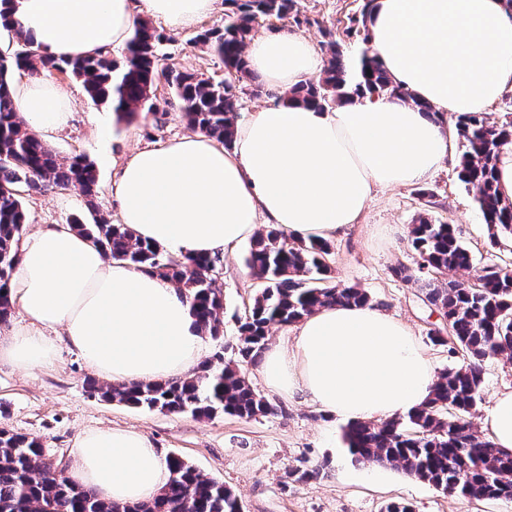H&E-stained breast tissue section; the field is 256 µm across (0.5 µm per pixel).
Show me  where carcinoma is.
Wrapping results in <instances>:
<instances>
[{
	"instance_id": "carcinoma-1",
	"label": "carcinoma",
	"mask_w": 512,
	"mask_h": 512,
	"mask_svg": "<svg viewBox=\"0 0 512 512\" xmlns=\"http://www.w3.org/2000/svg\"><path fill=\"white\" fill-rule=\"evenodd\" d=\"M224 23L195 36L217 55L224 71L238 80L250 75L246 46L257 27L272 17L309 22L298 15L297 0H225ZM376 0H363L360 16L349 19L346 36L363 33L364 47L351 64L343 40L332 28H322V49L328 56L321 76L293 89L285 103L332 109L354 96L403 98L408 91L395 85L378 55L370 48L367 23ZM19 48L6 55L0 68V323L11 314L10 281L20 260L24 232L23 199L48 190L79 187L92 217L71 227L99 245L106 257L170 279L191 300L202 334L220 335L224 303L213 272L220 257L182 256L172 259L159 246L141 242L132 229L114 224L94 204L98 176L94 163L79 154L62 161L21 120L12 93L13 74L31 76L58 71L78 80L97 106L108 105L118 118L138 112H160L155 90L159 71L158 46L162 33L149 20L134 24L121 57L108 52L96 57L59 60L31 47L20 28L13 29ZM167 87L187 124L234 147L239 85L177 69L168 72ZM462 154L459 180L473 194L491 240L512 237V202L501 198L494 185V168L501 148L512 143V121L491 123L483 113L456 120ZM410 241L418 267L434 276L424 280L425 297L448 321L449 336L430 333L438 346L462 356L463 364L437 378L425 406L379 423L346 426L343 440L354 460L394 466L449 495L470 500L512 498V452L495 447L474 428L468 416L481 397L485 362L512 358V275L483 270L478 282H442L438 275L466 272L474 266L471 250L452 224H435L421 217L411 225ZM331 244L310 236L293 239L281 228L253 238L245 265L262 283L239 331L236 363L204 362L192 377L158 383L90 384L102 398L149 409L189 412L200 418L217 413L241 418L265 416L277 406L257 393L242 366L258 360L274 325L287 326L336 304L367 305L368 294L332 282L327 263ZM170 479L150 502L122 504L69 483L57 470L43 441L0 428V512H238V499L224 483L203 477L176 455L167 457Z\"/></svg>"
}]
</instances>
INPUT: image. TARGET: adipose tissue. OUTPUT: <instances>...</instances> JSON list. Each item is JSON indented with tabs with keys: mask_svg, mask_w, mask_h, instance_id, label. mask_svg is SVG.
I'll list each match as a JSON object with an SVG mask.
<instances>
[{
	"mask_svg": "<svg viewBox=\"0 0 512 512\" xmlns=\"http://www.w3.org/2000/svg\"><path fill=\"white\" fill-rule=\"evenodd\" d=\"M217 0H11L9 13L35 49L60 59L117 52L134 23L193 29ZM370 44L412 101L350 98L331 110L276 104L255 112L233 149L205 135L143 147L113 160L119 221L142 240L182 255H215L273 224L327 239L359 222L376 189L432 176L448 155L447 115L479 112L512 91V11L504 0H377ZM249 68L269 87L308 82L321 57L304 37L255 39ZM40 139L53 144L72 100L33 80L14 88ZM22 322L0 339V362L28 371L52 364L62 329L71 352L113 383L192 375L205 344L189 299L168 279L121 262L66 224L28 237L10 284ZM266 384L303 395L347 423L389 419L424 405L437 378L419 340L395 317L336 305L303 318L292 343L269 347ZM496 447L512 451V390L484 417ZM121 503L155 499L169 481L147 436L123 428L80 434L64 472Z\"/></svg>",
	"mask_w": 512,
	"mask_h": 512,
	"instance_id": "ef3b65f1",
	"label": "adipose tissue"
}]
</instances>
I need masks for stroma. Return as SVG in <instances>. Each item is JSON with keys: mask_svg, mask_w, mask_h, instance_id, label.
Segmentation results:
<instances>
[{"mask_svg": "<svg viewBox=\"0 0 512 512\" xmlns=\"http://www.w3.org/2000/svg\"><path fill=\"white\" fill-rule=\"evenodd\" d=\"M361 0H298L300 16L307 22L277 21L259 27V34L296 33L321 43L319 25L332 26L357 15ZM160 66L199 72L217 79L224 76L220 59L196 44L194 33H167L159 47ZM52 82L74 102L70 127L59 134L52 148L62 157L76 154L90 159L97 171L100 214L114 218L112 158L139 147L166 143L189 134L179 109L132 123L116 122L111 110L92 105L81 83L57 72H46ZM112 125L108 140L98 135L100 120ZM448 158L428 180L408 186L376 190L360 223L332 239L328 263L336 283L364 289L373 306L406 323L434 362L437 371L459 365L460 357L447 347L436 346L429 336L447 321L441 310L425 298L421 285L405 281L397 268H417L419 257L409 244L411 224L419 217L457 225L465 244L474 254L470 278L487 267L512 271V238L491 243L483 215L458 179L461 144L454 117H446ZM26 234L48 224L70 223L84 213L79 189L49 191L27 197ZM247 244L221 253L217 284L224 297L219 339H206L205 358L223 352L233 359L241 318L260 288L249 273L244 257ZM252 387L276 405L275 414L239 418L224 413L199 418L188 413L135 408L108 402L90 394L87 382L94 371L59 343L56 361L27 372L0 363V425L40 437L59 468L69 467L71 449L85 430L117 426L146 435L162 455H180L201 474L223 481L237 496L242 512H381L390 501L409 502L415 512H512V501H470L443 493L389 468V477L378 485L366 484L367 467L355 462L342 442L343 425L326 417L302 398H288L270 389L259 365L245 368ZM317 468L305 480L290 476V469Z\"/></svg>", "mask_w": 512, "mask_h": 512, "instance_id": "obj_1", "label": "stroma"}]
</instances>
